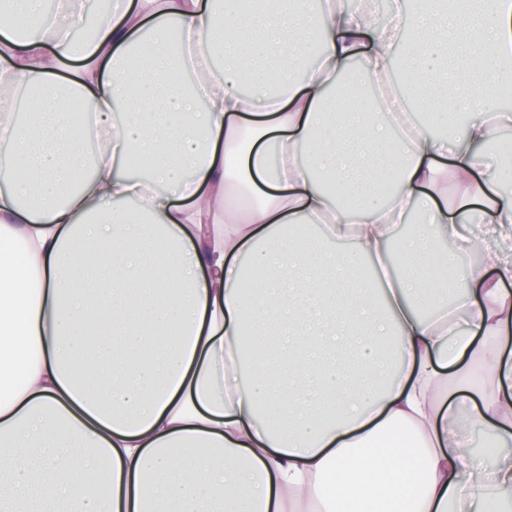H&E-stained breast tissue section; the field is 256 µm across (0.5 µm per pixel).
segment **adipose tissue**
I'll list each match as a JSON object with an SVG mask.
<instances>
[{
    "instance_id": "ef3b65f1",
    "label": "adipose tissue",
    "mask_w": 512,
    "mask_h": 512,
    "mask_svg": "<svg viewBox=\"0 0 512 512\" xmlns=\"http://www.w3.org/2000/svg\"><path fill=\"white\" fill-rule=\"evenodd\" d=\"M405 3L0 0V512H512V0Z\"/></svg>"
}]
</instances>
